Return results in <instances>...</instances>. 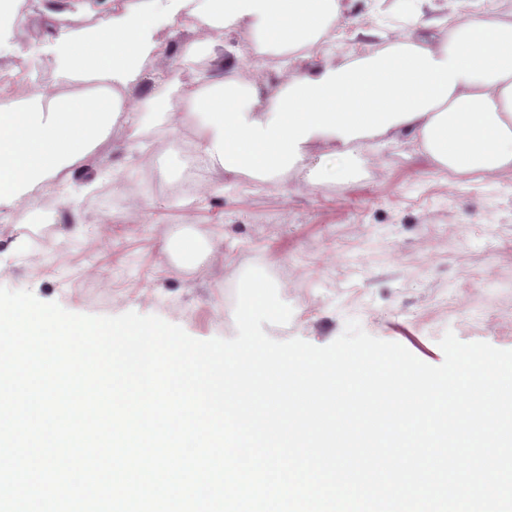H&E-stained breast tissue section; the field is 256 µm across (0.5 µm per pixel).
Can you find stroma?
<instances>
[{
    "mask_svg": "<svg viewBox=\"0 0 512 512\" xmlns=\"http://www.w3.org/2000/svg\"><path fill=\"white\" fill-rule=\"evenodd\" d=\"M22 38L45 43L61 27L88 28L110 7L91 0L83 15L65 0H24ZM349 17L370 36L343 25L328 43L340 64L352 53L383 44L399 16L397 0H345ZM57 13L56 21L45 19ZM20 69L12 93L57 82L53 55L30 61L21 47L0 57V76ZM177 135L145 126L115 131L95 154L94 174H79L69 197L52 195L54 223L15 207L0 222V287L31 291L67 311L117 316L156 315L199 340L232 338L233 313L224 310V280L257 266L275 276L293 315L264 325L271 338H301L324 346L357 319L370 335L403 345L430 365L444 355L438 342L453 331L464 342L512 349V174L477 180L437 174L403 138L366 143V163L351 184L320 182L298 193L243 181L201 195L192 208L168 194L182 174ZM149 177L141 200L149 224L124 220L127 181ZM223 240L224 260L182 269L160 260L172 234Z\"/></svg>",
    "mask_w": 512,
    "mask_h": 512,
    "instance_id": "stroma-1",
    "label": "stroma"
}]
</instances>
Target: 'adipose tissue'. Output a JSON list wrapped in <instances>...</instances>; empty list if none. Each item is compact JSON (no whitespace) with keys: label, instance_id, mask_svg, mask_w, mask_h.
Wrapping results in <instances>:
<instances>
[{"label":"adipose tissue","instance_id":"adipose-tissue-1","mask_svg":"<svg viewBox=\"0 0 512 512\" xmlns=\"http://www.w3.org/2000/svg\"><path fill=\"white\" fill-rule=\"evenodd\" d=\"M202 16L278 54L276 80L242 79L206 35L185 42L181 59H214L212 77L174 98H139L144 63L165 53L161 31ZM345 18L344 0H137L92 28H61L50 46L60 90L0 106V214L36 185L66 191L120 117L138 122L143 108L172 131L194 116L196 155L230 181L283 186L306 169L313 183L348 182L356 144L399 133L436 173L512 172V21L477 10L428 38L440 21L420 9L381 49L335 64L328 31Z\"/></svg>","mask_w":512,"mask_h":512}]
</instances>
